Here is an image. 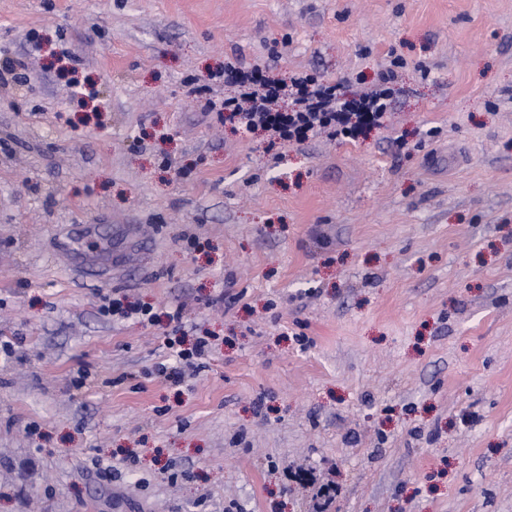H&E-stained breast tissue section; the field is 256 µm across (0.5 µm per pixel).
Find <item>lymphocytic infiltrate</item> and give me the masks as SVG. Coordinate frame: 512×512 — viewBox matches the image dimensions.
Returning a JSON list of instances; mask_svg holds the SVG:
<instances>
[{
    "label": "lymphocytic infiltrate",
    "mask_w": 512,
    "mask_h": 512,
    "mask_svg": "<svg viewBox=\"0 0 512 512\" xmlns=\"http://www.w3.org/2000/svg\"><path fill=\"white\" fill-rule=\"evenodd\" d=\"M233 84L234 95L210 102V110L226 123L248 131H263L269 146L284 142L304 143L324 134L333 139L356 141L384 126L394 95L387 83L369 90L347 91L343 82L301 73L289 80L266 76L261 67L225 62L218 73ZM206 336L192 347L174 351V364H158L157 376L180 381L186 370H199V362L211 353Z\"/></svg>",
    "instance_id": "lymphocytic-infiltrate-1"
}]
</instances>
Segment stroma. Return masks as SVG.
I'll use <instances>...</instances> for the list:
<instances>
[{
  "label": "stroma",
  "instance_id": "35a3bbf8",
  "mask_svg": "<svg viewBox=\"0 0 512 512\" xmlns=\"http://www.w3.org/2000/svg\"><path fill=\"white\" fill-rule=\"evenodd\" d=\"M0 47V512H512V0H0ZM228 59L389 119L267 151ZM152 307L144 306L137 302L129 301V297L125 294L101 296V304L99 312L103 316L112 317V320H133L141 324H154L157 315L152 312ZM210 336L197 337L191 348L174 350L173 343L169 345L172 350V356L175 358V365H166L163 363L155 367V374L165 380L180 381L185 376L186 369L197 371L203 367V363L198 361L205 359L212 352L213 344L210 342Z\"/></svg>",
  "mask_w": 512,
  "mask_h": 512
}]
</instances>
